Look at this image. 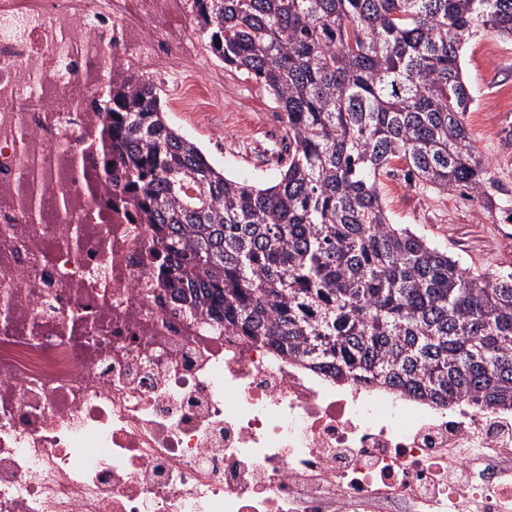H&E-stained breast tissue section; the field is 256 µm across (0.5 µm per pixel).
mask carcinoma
Instances as JSON below:
<instances>
[{
  "label": "carcinoma",
  "instance_id": "cac0c4a2",
  "mask_svg": "<svg viewBox=\"0 0 512 512\" xmlns=\"http://www.w3.org/2000/svg\"><path fill=\"white\" fill-rule=\"evenodd\" d=\"M206 48L263 83L284 116L273 182L234 178L173 128L146 75L109 83L85 107V190L151 248L171 301L336 381L435 406L512 410V274L464 268L392 223L379 177L405 176L489 207L495 187L466 128L460 60L489 28L512 40V0H191ZM35 185L25 220H41Z\"/></svg>",
  "mask_w": 512,
  "mask_h": 512
}]
</instances>
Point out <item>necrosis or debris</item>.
<instances>
[{
  "label": "necrosis or debris",
  "mask_w": 512,
  "mask_h": 512,
  "mask_svg": "<svg viewBox=\"0 0 512 512\" xmlns=\"http://www.w3.org/2000/svg\"><path fill=\"white\" fill-rule=\"evenodd\" d=\"M167 2L0 0V512H507L512 411L336 383L173 310L123 215L63 223L74 101ZM19 163L21 164L22 176L25 181L33 184L34 188L31 194L22 201V211L27 223L35 224V221L41 220L42 206L41 194L38 192V167L34 158H31L25 151H21Z\"/></svg>",
  "instance_id": "necrosis-or-debris-1"
}]
</instances>
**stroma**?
Wrapping results in <instances>:
<instances>
[{"label":"stroma","instance_id":"obj_1","mask_svg":"<svg viewBox=\"0 0 512 512\" xmlns=\"http://www.w3.org/2000/svg\"><path fill=\"white\" fill-rule=\"evenodd\" d=\"M140 47L137 41L127 45L126 66L156 81L175 129L192 138L226 173L242 180H275L277 168L268 162L275 144L270 129L281 126L282 115L259 83L226 69L204 44H197L192 69L198 83L222 87L224 93L210 100L208 111L181 112L172 102L179 71L142 65ZM461 60L473 96L467 129L492 178L503 186L496 208L410 181L401 161L394 162L392 176L382 178L381 194L393 223L408 225L463 267L505 276L512 273V223L501 219L502 210L512 209V106H503L501 98L504 91H512V41L480 32L463 46Z\"/></svg>","mask_w":512,"mask_h":512}]
</instances>
